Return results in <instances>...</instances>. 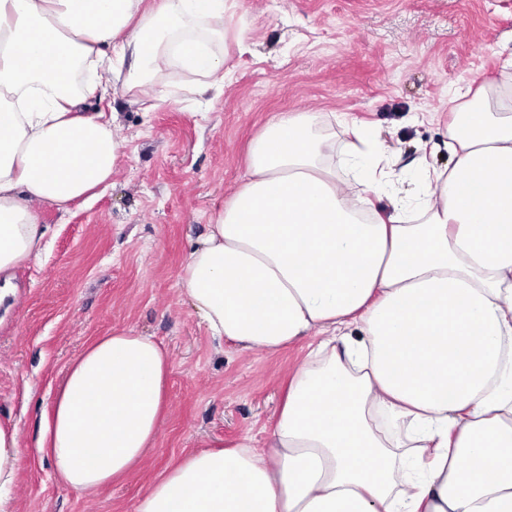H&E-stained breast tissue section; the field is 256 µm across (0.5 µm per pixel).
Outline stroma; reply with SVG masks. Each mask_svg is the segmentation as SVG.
Returning <instances> with one entry per match:
<instances>
[{"mask_svg": "<svg viewBox=\"0 0 512 512\" xmlns=\"http://www.w3.org/2000/svg\"><path fill=\"white\" fill-rule=\"evenodd\" d=\"M223 28V89L197 96V76L166 65L172 98L155 108L122 94L86 103L125 139L112 181L69 210L42 207L48 248L0 300V424L24 450L9 512H133L186 454L273 419L304 349L211 340L179 282L270 116L322 113L340 146L364 123L388 148L389 179L407 186L420 167L449 165L453 112L480 106V88L512 86V0H237ZM124 327L166 346L167 409L147 461L79 498L36 440L71 361Z\"/></svg>", "mask_w": 512, "mask_h": 512, "instance_id": "stroma-1", "label": "stroma"}]
</instances>
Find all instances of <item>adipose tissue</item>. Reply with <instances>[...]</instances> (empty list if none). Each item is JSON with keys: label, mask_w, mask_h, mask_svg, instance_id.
I'll return each mask as SVG.
<instances>
[{"label": "adipose tissue", "mask_w": 512, "mask_h": 512, "mask_svg": "<svg viewBox=\"0 0 512 512\" xmlns=\"http://www.w3.org/2000/svg\"><path fill=\"white\" fill-rule=\"evenodd\" d=\"M234 5L0 0V273L45 250L41 204L110 181L122 139L87 100L119 74L122 93L166 101L165 64L223 82L212 43ZM481 95L448 125L452 168L407 190L380 176L364 125L345 151L351 194L319 113L265 124L179 280L214 339L306 354L269 427L185 456L135 512H512V105ZM367 193L390 211L361 219ZM169 373L131 328L70 364L38 446L66 488L87 496L144 463ZM22 455L0 426V512Z\"/></svg>", "instance_id": "adipose-tissue-1"}]
</instances>
